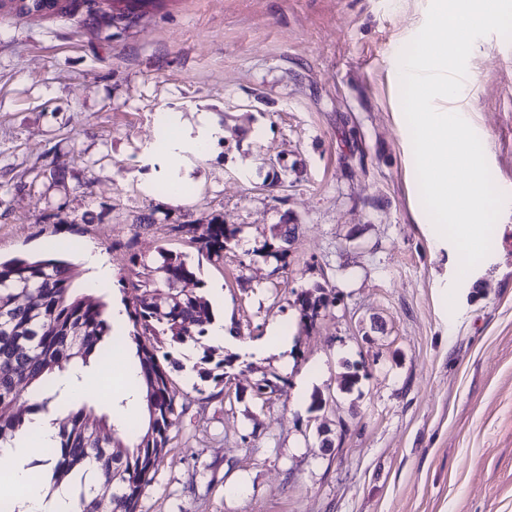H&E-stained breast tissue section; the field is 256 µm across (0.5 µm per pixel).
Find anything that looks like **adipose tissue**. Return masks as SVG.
Here are the masks:
<instances>
[{"instance_id":"ef3b65f1","label":"adipose tissue","mask_w":512,"mask_h":512,"mask_svg":"<svg viewBox=\"0 0 512 512\" xmlns=\"http://www.w3.org/2000/svg\"><path fill=\"white\" fill-rule=\"evenodd\" d=\"M29 436H17L0 447V489L9 496L14 512H75L76 502L70 488L47 494L40 474L39 448L59 442L58 426L51 413L31 415Z\"/></svg>"}]
</instances>
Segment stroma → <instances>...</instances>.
Returning <instances> with one entry per match:
<instances>
[{
  "label": "stroma",
  "mask_w": 512,
  "mask_h": 512,
  "mask_svg": "<svg viewBox=\"0 0 512 512\" xmlns=\"http://www.w3.org/2000/svg\"><path fill=\"white\" fill-rule=\"evenodd\" d=\"M429 3L163 0L128 26L0 15V256L71 260L79 291L123 304L131 254H184L251 347L220 386L186 376L202 349L183 347L185 413L138 512H512V205L459 275L413 191L394 63ZM463 87L439 108L466 114L512 186V41L476 40ZM206 121L224 135L198 157ZM214 217L239 229L220 261L174 230ZM283 224L299 231L280 262ZM319 285L336 302L303 326L295 299ZM274 322L291 367L253 353Z\"/></svg>",
  "instance_id": "obj_1"
}]
</instances>
